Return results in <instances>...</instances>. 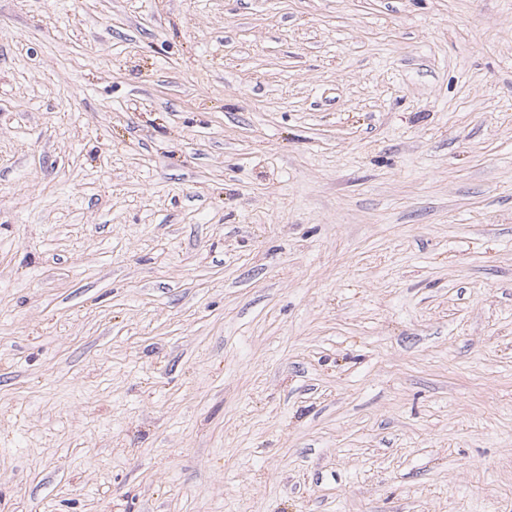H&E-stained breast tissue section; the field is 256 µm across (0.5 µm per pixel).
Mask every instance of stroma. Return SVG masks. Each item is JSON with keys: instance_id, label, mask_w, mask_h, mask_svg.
Masks as SVG:
<instances>
[{"instance_id": "1", "label": "stroma", "mask_w": 512, "mask_h": 512, "mask_svg": "<svg viewBox=\"0 0 512 512\" xmlns=\"http://www.w3.org/2000/svg\"><path fill=\"white\" fill-rule=\"evenodd\" d=\"M0 512H512V0H0Z\"/></svg>"}]
</instances>
